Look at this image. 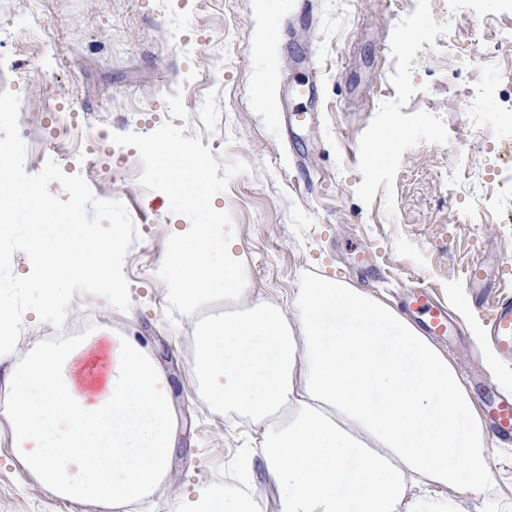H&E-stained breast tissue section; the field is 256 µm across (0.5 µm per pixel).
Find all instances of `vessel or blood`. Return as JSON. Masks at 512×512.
Returning a JSON list of instances; mask_svg holds the SVG:
<instances>
[{"mask_svg":"<svg viewBox=\"0 0 512 512\" xmlns=\"http://www.w3.org/2000/svg\"><path fill=\"white\" fill-rule=\"evenodd\" d=\"M502 272L492 270L484 258L474 259L467 267L464 283L475 296L478 308L484 309L489 333L500 353L512 359V294L500 291ZM406 309L424 318L428 333L447 335L449 329L446 308L434 302L425 290L418 289L404 299ZM488 420L496 436L512 445V396L494 397L486 408Z\"/></svg>","mask_w":512,"mask_h":512,"instance_id":"vessel-or-blood-1","label":"vessel or blood"}]
</instances>
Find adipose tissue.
<instances>
[{
  "label": "adipose tissue",
  "instance_id": "obj_1",
  "mask_svg": "<svg viewBox=\"0 0 512 512\" xmlns=\"http://www.w3.org/2000/svg\"><path fill=\"white\" fill-rule=\"evenodd\" d=\"M177 186L203 185L189 151L152 146ZM236 239L193 224L164 256L167 282L187 308L230 313L199 322L191 373L203 403L257 426L280 512H449L494 480L481 419L454 366L385 302L339 281L299 289L293 315L256 298ZM97 337L19 354L6 380L9 425L23 466L75 503L114 508L160 484L173 450L164 374L136 340L109 339L97 376ZM439 486L411 500L412 482ZM189 512H252L240 489L198 490Z\"/></svg>",
  "mask_w": 512,
  "mask_h": 512
}]
</instances>
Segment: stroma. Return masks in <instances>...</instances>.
<instances>
[{
    "mask_svg": "<svg viewBox=\"0 0 512 512\" xmlns=\"http://www.w3.org/2000/svg\"><path fill=\"white\" fill-rule=\"evenodd\" d=\"M23 15L37 66L14 33ZM4 90L20 98L26 172L55 160L96 197L124 203L136 230L123 267L129 310L77 293L83 312L66 319L138 337L171 387L167 474L115 512H180L185 492L231 481L244 453L253 512H279L259 432L201 402L190 373L197 316L160 267L176 232L205 211L236 235L256 296L287 308L304 284L337 280L395 307L423 285L448 308L456 331L433 342L474 405L489 387H512V361L487 340L463 282L476 256L504 258L512 291V13L500 0H310L305 13L298 0H267L261 15L255 0H0ZM263 90L276 121L257 105ZM295 106L311 125L289 128ZM71 116L79 135L103 129L107 142L61 144L56 128ZM160 141L207 165L206 195L159 175L145 146ZM485 454L495 482L461 512H512V447ZM0 512L108 510L39 484L0 412Z\"/></svg>",
    "mask_w": 512,
    "mask_h": 512,
    "instance_id": "1",
    "label": "stroma"
}]
</instances>
